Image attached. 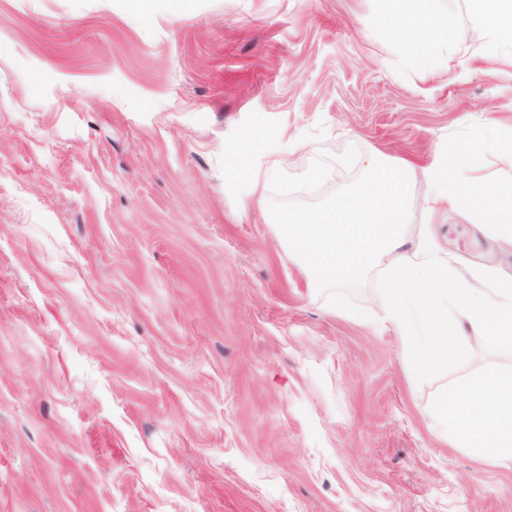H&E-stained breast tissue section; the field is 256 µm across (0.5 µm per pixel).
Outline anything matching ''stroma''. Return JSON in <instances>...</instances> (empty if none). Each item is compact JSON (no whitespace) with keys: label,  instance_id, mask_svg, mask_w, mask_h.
<instances>
[{"label":"stroma","instance_id":"1","mask_svg":"<svg viewBox=\"0 0 512 512\" xmlns=\"http://www.w3.org/2000/svg\"><path fill=\"white\" fill-rule=\"evenodd\" d=\"M382 0H0V512H512L448 447L383 272L307 277L279 224L382 157L512 128V65L396 63ZM301 141L256 204L246 166ZM325 177L306 190L300 175ZM429 233L512 267L487 223Z\"/></svg>","mask_w":512,"mask_h":512}]
</instances>
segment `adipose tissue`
<instances>
[{"label": "adipose tissue", "instance_id": "1", "mask_svg": "<svg viewBox=\"0 0 512 512\" xmlns=\"http://www.w3.org/2000/svg\"><path fill=\"white\" fill-rule=\"evenodd\" d=\"M469 24L442 0H383L403 68H431L454 56L467 66L473 40L494 46L512 62V0H464ZM512 152V135L476 140L468 149L449 143L430 163L392 170L375 161L361 189L301 217L281 231L289 248L318 282L354 280L384 265L382 321L402 338L419 376L467 362L482 347L512 351V272L461 271L429 235L410 241L406 199L422 185L428 214L458 210L485 221L512 249V185L477 177L485 151ZM462 322L449 327L448 312ZM446 424L447 443L476 449L488 463L512 459V368L495 367L433 405Z\"/></svg>", "mask_w": 512, "mask_h": 512}]
</instances>
